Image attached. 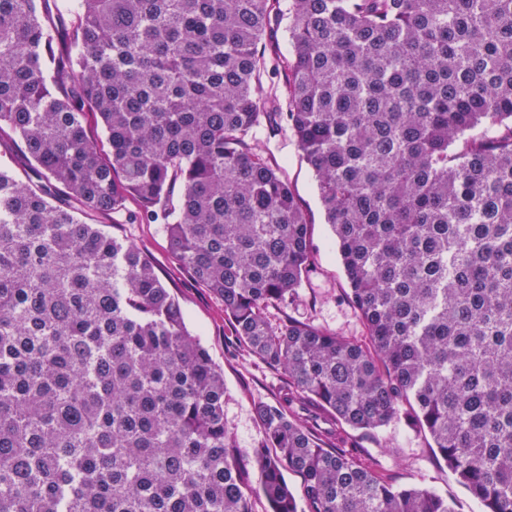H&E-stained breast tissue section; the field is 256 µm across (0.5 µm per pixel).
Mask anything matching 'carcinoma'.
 Returning <instances> with one entry per match:
<instances>
[{
	"label": "carcinoma",
	"mask_w": 512,
	"mask_h": 512,
	"mask_svg": "<svg viewBox=\"0 0 512 512\" xmlns=\"http://www.w3.org/2000/svg\"><path fill=\"white\" fill-rule=\"evenodd\" d=\"M284 26L290 48L277 38ZM282 74L263 83L267 60ZM316 175L355 342L290 318ZM0 512H456L346 445L406 414L512 512V0H0ZM133 199L288 374L250 484L224 373L132 242Z\"/></svg>",
	"instance_id": "cac0c4a2"
}]
</instances>
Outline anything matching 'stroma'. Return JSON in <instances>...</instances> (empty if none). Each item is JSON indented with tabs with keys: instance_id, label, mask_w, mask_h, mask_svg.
I'll return each mask as SVG.
<instances>
[{
	"instance_id": "stroma-1",
	"label": "stroma",
	"mask_w": 512,
	"mask_h": 512,
	"mask_svg": "<svg viewBox=\"0 0 512 512\" xmlns=\"http://www.w3.org/2000/svg\"><path fill=\"white\" fill-rule=\"evenodd\" d=\"M261 148L280 167L297 195L311 225L315 270L288 308L273 311V319L288 317L366 341V329L348 296V284L330 229L325 222L315 176L287 131L264 138ZM112 234L136 244L153 263L159 277L178 300L189 331L207 347L224 372V421L244 456L264 437L256 414L259 403L270 402L287 386L288 376L252 356L234 336L223 305L182 268L169 251L159 224L110 225ZM359 458L371 463L385 481L404 487H433L455 500L458 512H480L448 468L440 464L425 436L407 417H400L376 435L354 438Z\"/></svg>"
}]
</instances>
